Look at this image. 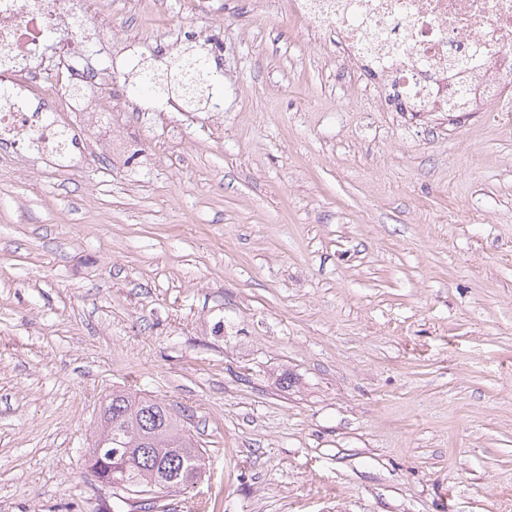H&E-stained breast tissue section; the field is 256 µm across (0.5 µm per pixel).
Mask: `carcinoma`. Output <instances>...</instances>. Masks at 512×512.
<instances>
[{
  "instance_id": "1",
  "label": "carcinoma",
  "mask_w": 512,
  "mask_h": 512,
  "mask_svg": "<svg viewBox=\"0 0 512 512\" xmlns=\"http://www.w3.org/2000/svg\"><path fill=\"white\" fill-rule=\"evenodd\" d=\"M212 73L204 57L184 54L171 65L170 76L149 69L140 87L156 99L174 95L188 107L210 98ZM85 467L119 479L123 499L137 500V512H167L166 497L199 483L205 475V450L180 417L158 399L114 390L103 407L98 430L85 454Z\"/></svg>"
}]
</instances>
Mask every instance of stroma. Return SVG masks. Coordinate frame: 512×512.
I'll list each match as a JSON object with an SVG mask.
<instances>
[{"instance_id":"35a3bbf8","label":"stroma","mask_w":512,"mask_h":512,"mask_svg":"<svg viewBox=\"0 0 512 512\" xmlns=\"http://www.w3.org/2000/svg\"><path fill=\"white\" fill-rule=\"evenodd\" d=\"M112 123L0 144V512H135L107 396L184 415L209 512H512V112L370 111L293 0H82ZM192 50L211 106L156 101Z\"/></svg>"}]
</instances>
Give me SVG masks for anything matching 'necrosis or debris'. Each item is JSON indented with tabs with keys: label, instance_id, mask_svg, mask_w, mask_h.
<instances>
[{
	"label": "necrosis or debris",
	"instance_id": "1",
	"mask_svg": "<svg viewBox=\"0 0 512 512\" xmlns=\"http://www.w3.org/2000/svg\"><path fill=\"white\" fill-rule=\"evenodd\" d=\"M311 30L335 32L346 74H381L380 98L397 97L414 112L500 106L512 83V0H295ZM92 23L68 0H0V143L22 141L50 153L56 126L11 95L19 82L41 84L33 63L51 49L60 83L80 82L88 96L45 93L51 111L77 110L92 122L109 118L108 97L94 96L97 71L84 65Z\"/></svg>",
	"mask_w": 512,
	"mask_h": 512
}]
</instances>
